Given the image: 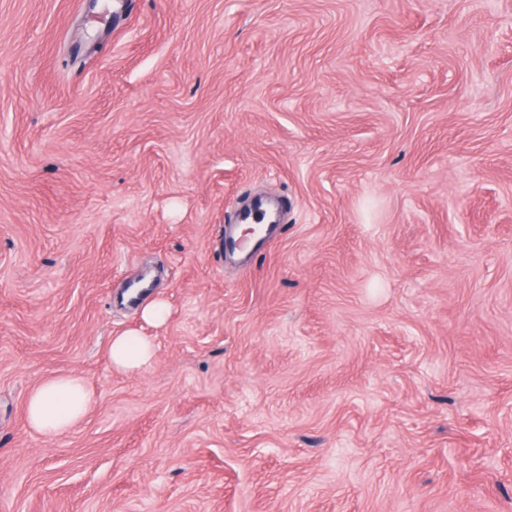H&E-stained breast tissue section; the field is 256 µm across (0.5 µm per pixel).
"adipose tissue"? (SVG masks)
Here are the masks:
<instances>
[{"instance_id": "adipose-tissue-1", "label": "adipose tissue", "mask_w": 512, "mask_h": 512, "mask_svg": "<svg viewBox=\"0 0 512 512\" xmlns=\"http://www.w3.org/2000/svg\"><path fill=\"white\" fill-rule=\"evenodd\" d=\"M108 356L112 368L123 373L143 370L155 357V345L147 337L128 332L111 337ZM91 404L84 380L75 374H56L43 378L29 392L26 418L31 430L55 438L78 425Z\"/></svg>"}]
</instances>
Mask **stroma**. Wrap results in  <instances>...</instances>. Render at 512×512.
<instances>
[{
    "instance_id": "1",
    "label": "stroma",
    "mask_w": 512,
    "mask_h": 512,
    "mask_svg": "<svg viewBox=\"0 0 512 512\" xmlns=\"http://www.w3.org/2000/svg\"><path fill=\"white\" fill-rule=\"evenodd\" d=\"M0 512H512V0H0ZM279 218L278 209L267 200L259 198L250 207L236 213L234 224H277ZM111 367L119 372L141 371L151 365L155 357V345L145 336L134 332L113 336L108 344ZM91 400L80 376L65 373L45 377L27 396V423L43 437H59L78 425Z\"/></svg>"
}]
</instances>
